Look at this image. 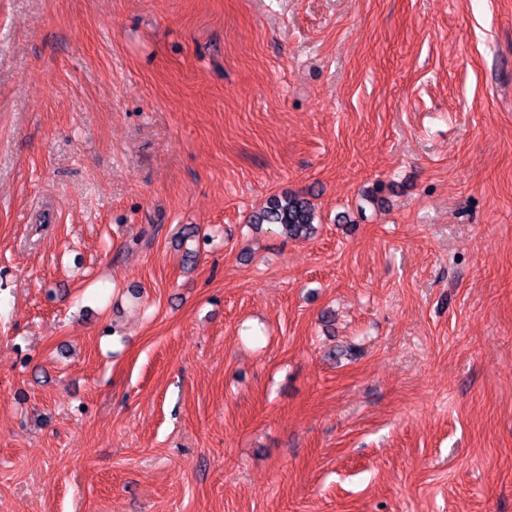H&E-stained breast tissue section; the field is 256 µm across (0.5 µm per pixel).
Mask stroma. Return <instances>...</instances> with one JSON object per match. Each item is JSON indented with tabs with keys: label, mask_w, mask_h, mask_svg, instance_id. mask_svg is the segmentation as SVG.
Listing matches in <instances>:
<instances>
[{
	"label": "stroma",
	"mask_w": 512,
	"mask_h": 512,
	"mask_svg": "<svg viewBox=\"0 0 512 512\" xmlns=\"http://www.w3.org/2000/svg\"><path fill=\"white\" fill-rule=\"evenodd\" d=\"M0 512H512V0H0ZM315 220L314 208L304 197L296 194L273 195L266 206L253 216L252 224H273L290 239L311 236Z\"/></svg>",
	"instance_id": "35a3bbf8"
}]
</instances>
